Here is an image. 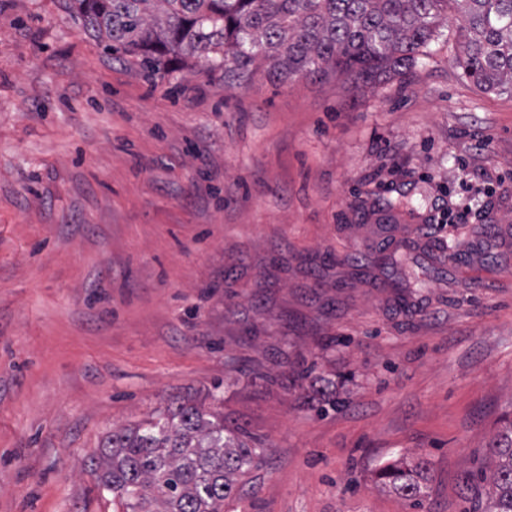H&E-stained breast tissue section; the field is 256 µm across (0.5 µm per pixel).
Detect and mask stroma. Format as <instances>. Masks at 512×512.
I'll list each match as a JSON object with an SVG mask.
<instances>
[{
    "instance_id": "stroma-1",
    "label": "stroma",
    "mask_w": 512,
    "mask_h": 512,
    "mask_svg": "<svg viewBox=\"0 0 512 512\" xmlns=\"http://www.w3.org/2000/svg\"><path fill=\"white\" fill-rule=\"evenodd\" d=\"M459 26L376 86L150 82L0 0V512H120L94 458L182 402L264 450L224 512H467L512 421V97ZM414 454L416 507L374 478Z\"/></svg>"
}]
</instances>
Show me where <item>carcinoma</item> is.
Wrapping results in <instances>:
<instances>
[{
	"label": "carcinoma",
	"mask_w": 512,
	"mask_h": 512,
	"mask_svg": "<svg viewBox=\"0 0 512 512\" xmlns=\"http://www.w3.org/2000/svg\"><path fill=\"white\" fill-rule=\"evenodd\" d=\"M83 29L113 58H134L145 78L177 59L204 58L224 79L260 69L280 81L336 76L365 86L411 72L448 20L462 24V75L485 93L512 96V0H72ZM261 449L224 435L194 404L115 428L97 462L99 488L124 512H223ZM430 464L400 461L375 473L413 502L427 493ZM480 483L492 512H512V423L487 445Z\"/></svg>",
	"instance_id": "carcinoma-1"
}]
</instances>
